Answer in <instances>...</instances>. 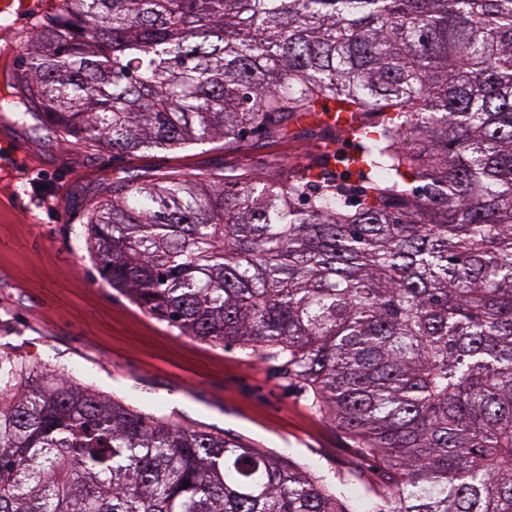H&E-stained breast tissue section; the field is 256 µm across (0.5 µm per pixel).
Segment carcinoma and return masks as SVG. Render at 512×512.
<instances>
[{
	"mask_svg": "<svg viewBox=\"0 0 512 512\" xmlns=\"http://www.w3.org/2000/svg\"><path fill=\"white\" fill-rule=\"evenodd\" d=\"M18 82L50 126L131 154L349 132L285 181H126L101 278L237 345L388 472L368 512H512V0H52ZM190 481L184 485V481ZM0 512H343L312 471L0 352Z\"/></svg>",
	"mask_w": 512,
	"mask_h": 512,
	"instance_id": "carcinoma-1",
	"label": "carcinoma"
}]
</instances>
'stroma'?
Listing matches in <instances>:
<instances>
[{
	"mask_svg": "<svg viewBox=\"0 0 512 512\" xmlns=\"http://www.w3.org/2000/svg\"><path fill=\"white\" fill-rule=\"evenodd\" d=\"M16 136L0 146V351L145 413H164L286 456L310 468L347 512H360L351 473L376 484L372 459L330 422L298 384L234 345L168 327L104 282L87 241L88 207L121 178L163 175L280 180L318 159L307 124L276 137L248 135L236 149L206 141L121 155L12 113Z\"/></svg>",
	"mask_w": 512,
	"mask_h": 512,
	"instance_id": "stroma-1",
	"label": "stroma"
}]
</instances>
